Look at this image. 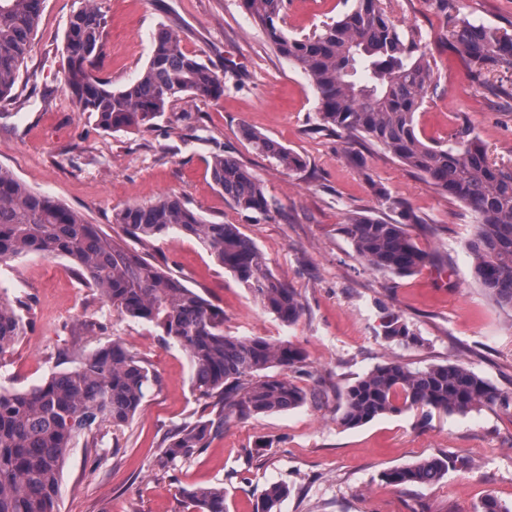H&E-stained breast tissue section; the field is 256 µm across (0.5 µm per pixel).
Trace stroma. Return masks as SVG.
<instances>
[{
    "mask_svg": "<svg viewBox=\"0 0 512 512\" xmlns=\"http://www.w3.org/2000/svg\"><path fill=\"white\" fill-rule=\"evenodd\" d=\"M82 0H44L39 26L10 99L0 102V166L33 191L79 211L109 235L116 212L175 195L202 218L239 225L278 278L299 293L292 326L266 311L194 237L172 232L144 251L224 310L231 336L289 340L307 354L301 384L317 397L300 408L233 420L222 436L177 466L159 464L183 424L207 416L186 354L153 324L119 314L86 287L65 257L29 254L0 263V296L22 301L26 329L0 361V387L27 389L73 367V351L123 343L155 377L134 418L102 429L97 446L78 437L66 455L58 512H191L183 490L221 486L229 512H253L270 484L291 490L277 512H476L486 496L512 503V410L466 414L412 409L356 428L337 422L343 388L387 361L412 368L455 362L512 391V311L472 277L465 248L475 218L382 147L318 129L307 77L280 57L241 0H98L105 17L98 74L112 88L146 65L159 26L213 65L220 98L171 102L152 128L106 131L62 87L64 34ZM347 0H289L285 28L304 35L338 17ZM396 19L422 29L438 87L416 115L417 133L447 137L468 122L491 156L512 159V77L487 78L440 40L445 20L431 0H399ZM251 127L302 155L298 172L256 153ZM245 165L277 203L256 218L239 213L213 182L214 157ZM354 210L401 220L434 260L419 273L378 272L353 251L341 226ZM397 312L422 340L381 336ZM461 460L436 484L396 486L384 470L432 456Z\"/></svg>",
    "mask_w": 512,
    "mask_h": 512,
    "instance_id": "1",
    "label": "stroma"
}]
</instances>
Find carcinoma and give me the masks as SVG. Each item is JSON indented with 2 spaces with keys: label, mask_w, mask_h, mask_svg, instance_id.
I'll return each mask as SVG.
<instances>
[{
  "label": "carcinoma",
  "mask_w": 512,
  "mask_h": 512,
  "mask_svg": "<svg viewBox=\"0 0 512 512\" xmlns=\"http://www.w3.org/2000/svg\"><path fill=\"white\" fill-rule=\"evenodd\" d=\"M44 0H0V101L15 88L42 12ZM265 30L275 51L305 74L317 92L319 128L347 140H369L423 174L437 190L462 203L476 219L466 248L473 279L496 303L512 310V162L497 163L474 131L461 124L443 141L424 142L415 117L436 88L423 34L393 16L391 0H353V7L307 35L281 26L286 0H242ZM453 46L480 69L512 75V32L471 19L456 0H432ZM104 14L86 0L69 18L64 38L63 85L81 112L105 130L149 129L177 98L224 93L218 73L189 55L176 31L162 26L142 73L114 90L94 74L103 52ZM252 148L288 171L304 159L249 128ZM215 184L231 206L266 215L274 200L260 181L231 156L211 166ZM125 236L148 243L170 231L197 238L264 309L284 325L296 324L304 306L296 289L277 278L255 243L235 224L208 222L177 196L148 205H129L116 216ZM421 220L411 212L391 222L352 211L342 225L357 257L373 269L406 276L431 264L407 229ZM69 258L83 283L97 289L120 314L159 326L194 368L196 388L218 397L212 417L180 427L162 450L166 467L190 457L224 431L232 417L299 408L314 397L288 377L305 367L306 355L288 342L224 334V310L162 267L88 223L54 198L33 192L0 166V262L27 254ZM24 328L19 308L0 297V359ZM382 336L407 346L421 338L402 316L389 312ZM153 381L144 362L118 341L82 354L70 369L54 373L28 390L0 388V512H58L60 478L68 448L101 426L120 427L138 411ZM337 422L361 427L412 407L468 413L512 410V392L502 391L463 366L448 362L412 369L398 361L379 364L340 395ZM457 460L446 455L388 470L391 485H431ZM287 486L273 483L259 495L253 512H277ZM194 512H228L222 487L184 490Z\"/></svg>",
  "instance_id": "1"
}]
</instances>
